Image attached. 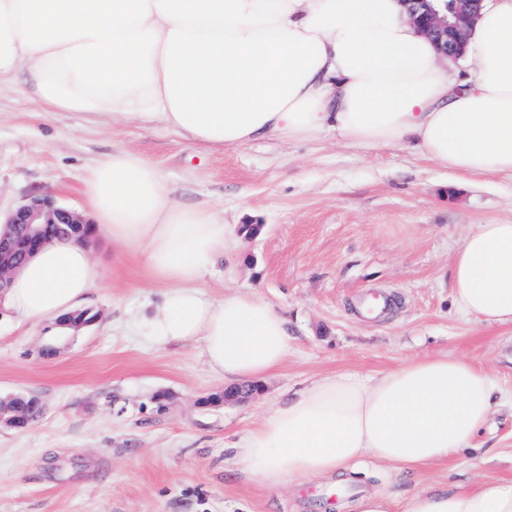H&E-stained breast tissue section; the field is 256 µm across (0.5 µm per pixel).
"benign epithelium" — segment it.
<instances>
[{"mask_svg": "<svg viewBox=\"0 0 512 512\" xmlns=\"http://www.w3.org/2000/svg\"><path fill=\"white\" fill-rule=\"evenodd\" d=\"M410 19L437 45L446 57L457 58L463 49V34L472 26L481 0H405ZM0 235V289L9 274L41 246L54 239L84 235L90 221L58 206L51 198L34 199L18 207L5 220ZM0 424L18 428L24 420L12 405L0 406Z\"/></svg>", "mask_w": 512, "mask_h": 512, "instance_id": "obj_1", "label": "benign epithelium"}]
</instances>
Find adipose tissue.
<instances>
[{
    "label": "adipose tissue",
    "mask_w": 512,
    "mask_h": 512,
    "mask_svg": "<svg viewBox=\"0 0 512 512\" xmlns=\"http://www.w3.org/2000/svg\"><path fill=\"white\" fill-rule=\"evenodd\" d=\"M23 80L46 114L121 127L160 122L212 150L333 134L373 152L412 144L453 173L512 174V0H483L464 55L444 57L401 0H0V88ZM96 229L139 252L166 291L148 322L201 341L211 370L247 384L282 366L286 317L255 295L198 287L239 228L178 203L164 175L113 150L85 184ZM102 269L86 243L53 241L10 278L0 307L39 324L79 311ZM470 317L512 324V223L480 224L454 258ZM497 405L482 368L441 354L372 381L328 375L280 400L233 444L275 489L341 479L369 454L417 471L470 447ZM356 512H512V481L424 488L403 507L367 493Z\"/></svg>",
    "instance_id": "adipose-tissue-1"
}]
</instances>
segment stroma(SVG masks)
Masks as SVG:
<instances>
[{
	"instance_id": "obj_1",
	"label": "stroma",
	"mask_w": 512,
	"mask_h": 512,
	"mask_svg": "<svg viewBox=\"0 0 512 512\" xmlns=\"http://www.w3.org/2000/svg\"><path fill=\"white\" fill-rule=\"evenodd\" d=\"M155 163L180 202L212 207L257 237L205 276L209 295L255 294L288 319V359L242 401L207 404L223 377L201 342L147 335L165 290L139 257L96 238L103 277L86 307L98 320L58 332L0 311V399L35 394L42 414L0 426V512H329L331 485L306 479L275 490L235 472L229 442L273 403L329 374L375 378L424 354L482 367L504 403L471 448L420 473L371 455L348 465L362 492L405 498L434 486L472 489L512 480V324L464 315L452 288L456 251L478 224L512 222V176L454 174L406 146L377 152L328 136L214 151L164 125L121 128L80 112L46 117L21 89L0 90V212L37 196L88 213L84 184L112 149ZM389 310L364 314L362 297Z\"/></svg>"
}]
</instances>
